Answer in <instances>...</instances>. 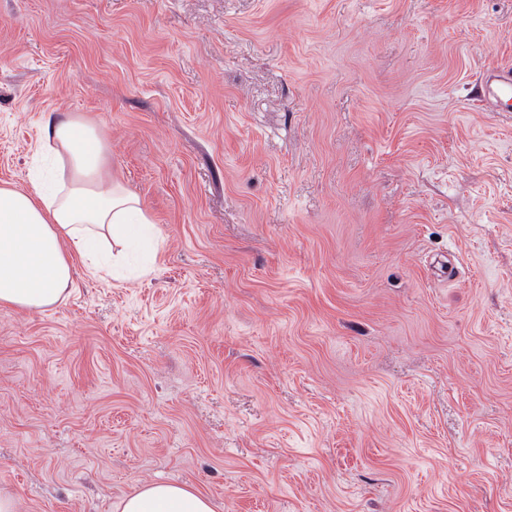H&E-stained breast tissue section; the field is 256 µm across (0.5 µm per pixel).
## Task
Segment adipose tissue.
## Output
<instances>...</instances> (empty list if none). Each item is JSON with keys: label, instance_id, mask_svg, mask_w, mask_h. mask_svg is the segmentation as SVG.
<instances>
[{"label": "adipose tissue", "instance_id": "1", "mask_svg": "<svg viewBox=\"0 0 512 512\" xmlns=\"http://www.w3.org/2000/svg\"><path fill=\"white\" fill-rule=\"evenodd\" d=\"M33 156L45 167L30 188L0 186V306L42 312L63 302L75 262L90 273L112 270L106 243L149 244L157 230L138 195L112 176L110 145L79 113L40 128ZM119 512H214L192 488L151 483L125 497Z\"/></svg>", "mask_w": 512, "mask_h": 512}]
</instances>
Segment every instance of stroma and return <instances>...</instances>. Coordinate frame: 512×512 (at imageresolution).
Here are the masks:
<instances>
[{
    "label": "stroma",
    "mask_w": 512,
    "mask_h": 512,
    "mask_svg": "<svg viewBox=\"0 0 512 512\" xmlns=\"http://www.w3.org/2000/svg\"><path fill=\"white\" fill-rule=\"evenodd\" d=\"M512 0H0V183L108 137L159 231L0 307V494L512 512ZM491 96L499 106H505L503 112L512 104V68L510 65L493 68L483 86V96ZM119 512H214L211 500L186 485L151 483L125 497Z\"/></svg>",
    "instance_id": "obj_1"
}]
</instances>
